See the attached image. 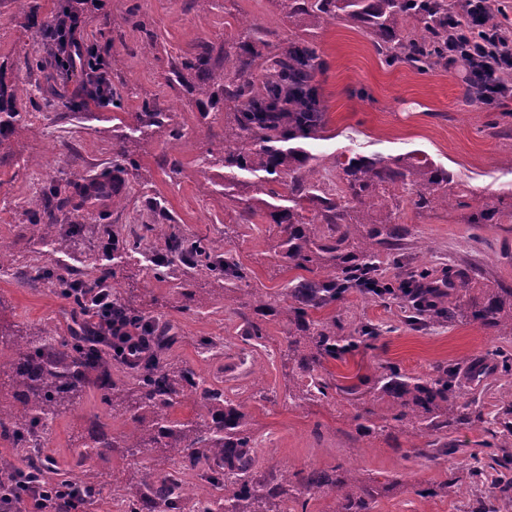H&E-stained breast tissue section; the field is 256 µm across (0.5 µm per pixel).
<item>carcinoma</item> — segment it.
Segmentation results:
<instances>
[{"instance_id":"1","label":"carcinoma","mask_w":512,"mask_h":512,"mask_svg":"<svg viewBox=\"0 0 512 512\" xmlns=\"http://www.w3.org/2000/svg\"><path fill=\"white\" fill-rule=\"evenodd\" d=\"M286 17L322 24L330 19L361 23L377 52L388 63L405 62L422 72L444 67L448 47V0H278ZM266 55L254 45V28L238 33L224 57L217 59L203 48L185 58L171 71L173 81L190 86L202 106L224 107V147L218 162L227 170L224 188L251 187L263 197L242 208L238 217L245 224L255 217L280 229L279 247L296 270L326 272L321 278L297 277L288 283L286 306L272 296L257 297L247 321L245 335L263 338L262 320L284 314L288 318V351L292 370L299 380L294 401L307 396L325 397L332 388L323 377L324 364L343 360L360 345L380 336L376 325L364 323L343 333L336 317L313 318L311 312L336 305L352 290L379 302L394 289L380 273L381 259L394 257L402 228L381 194L402 187L419 209L451 202L468 210L469 224H496L512 215V203L499 198L493 203H469L457 191L453 175L444 167L421 164L410 157L352 156L341 163L342 186L328 197L315 177L318 157L295 141L314 138L325 130L326 113L317 99L315 78L322 67L314 44L295 37L291 41H267ZM224 67L223 82L214 81V71ZM15 96L0 91V127L19 117ZM171 113L155 112L144 103L140 127H160ZM280 204H275V201ZM313 205L307 210L304 203ZM166 253L153 258L154 274L168 267L167 255L175 254L191 268L206 269L224 287L234 288L246 278L244 268L231 254L217 255L204 238L168 235ZM140 245L112 239V270H117ZM425 271L415 272L399 291L408 306V325L423 327L430 316L477 322L493 333L512 334V287L489 286L471 278L447 285H427ZM116 314L146 329L154 320L126 302L115 300ZM11 345L6 361H0V439L9 443L26 463L27 448L37 435L34 426L42 419L56 420L87 388L101 393L112 416L123 417L133 429L116 439L103 426H96L82 445L79 460L102 456L115 448L135 457L152 448L164 458L176 457L181 468L149 469L121 494L125 512H183L185 471H203L213 492L204 512H287L292 504L307 508L304 495L329 488L336 492L335 512H371L380 490L399 483L374 487L359 481L352 468L340 463L329 469H300L277 481L255 477V438L247 427L242 406L224 398V389L209 384L193 369L171 359L156 357L140 366L127 381L116 383L108 361L78 337L61 338L46 330L38 336H20L0 327V346ZM360 385L385 403V410L365 408L355 415L365 434L390 426H408L429 436L470 419L459 412L455 370L446 367L434 378L411 375L391 366L381 374L359 378ZM192 393L205 413L190 418L175 416L179 399ZM496 414L498 429L490 434L512 438V393ZM20 467L0 460V496L13 499L20 491ZM468 483L488 482L505 496L512 494V459L491 458L467 472ZM47 492L64 491L84 496L75 499L83 509L97 492L96 476L84 473L42 481ZM462 484L453 479L418 490L435 496L458 494Z\"/></svg>"}]
</instances>
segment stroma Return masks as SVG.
I'll list each match as a JSON object with an SVG mask.
<instances>
[{"mask_svg":"<svg viewBox=\"0 0 512 512\" xmlns=\"http://www.w3.org/2000/svg\"><path fill=\"white\" fill-rule=\"evenodd\" d=\"M22 9L0 0V87L16 96L21 117L0 130V238L11 245L12 263L0 273V322L23 336L44 329L72 332L75 317L54 285L23 284L29 266H48L62 276L89 280L111 265L101 242L108 235L139 240L144 251H163L165 243L151 224L180 236L206 237L215 253H232L247 272L233 290L200 269L174 263L169 276L157 278L145 263L131 259L111 280L116 299L131 300L148 317L168 324L178 341L170 356L223 388L243 405L255 437L257 476L270 479L283 471L351 465L360 478L375 483L396 477L400 487L378 497L371 512H472L477 497L492 496V486L457 496L423 498L419 489L464 475L476 460L496 455L486 447L482 423L460 424L448 433L452 455L426 458L416 447L426 440L410 429L390 428L369 436L357 429L356 408L346 395L289 402L296 381L288 359V321L264 324L262 343L245 339L243 319L252 313L251 293L259 288L284 296L297 275L280 254L279 233L262 224L237 221L239 203L224 198V169L209 164L224 144V113L202 116L186 87L169 84L173 66L205 44L213 55L224 52L242 22L259 34L288 39L305 34L317 48L323 67L316 77L327 117L322 137L303 140L319 158L316 177L327 190L342 178L345 156L412 155L453 172L464 193L495 201L512 190V100L490 109L466 104V84L445 68L422 73L407 64H386L366 32L332 20L317 27L287 18L276 0H87L77 37L105 66L112 88L123 97L121 108L89 102L72 112L46 103L47 87L70 95L86 83L84 72L55 68L56 46L44 34L58 0H29ZM165 111L177 102L173 123L137 132L134 118L142 102ZM137 162L123 172L118 206L86 204L56 214L63 234L75 237L67 253L48 252L32 217L48 204L49 191L73 174L107 178L117 149ZM400 224L406 234L399 263H384L382 276L399 283L407 274L429 268L433 278L479 279L512 287V218L499 224H470L457 208L416 211L404 191H397ZM342 325L373 323L381 335L372 348L327 363L337 385L357 384L394 365L425 378L438 367L459 364V396L469 413L493 419L512 373L500 371L497 352L512 353V336H496L476 323L438 318L422 328L406 325L400 302L367 301L352 292L337 305ZM223 343V356L203 354L199 339ZM108 425L113 437L130 428L113 417L95 390L89 389L55 421L44 450L50 463L80 476L83 468L101 480L87 512H122L113 492L126 473L155 467V452L134 458L110 453L78 467L81 446L94 423Z\"/></svg>","mask_w":512,"mask_h":512,"instance_id":"stroma-1","label":"stroma"}]
</instances>
